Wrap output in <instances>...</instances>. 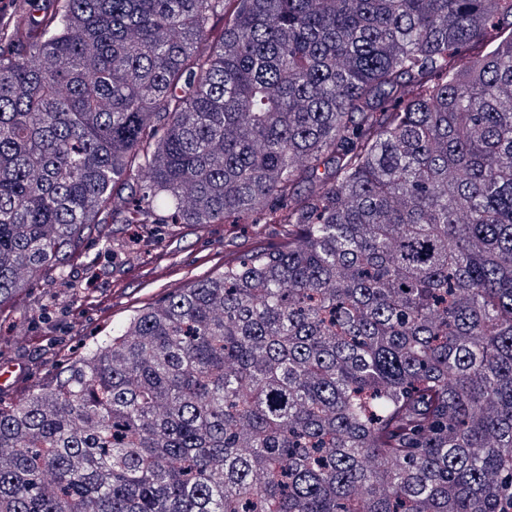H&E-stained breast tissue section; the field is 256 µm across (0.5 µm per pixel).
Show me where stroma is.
Listing matches in <instances>:
<instances>
[{"label": "stroma", "instance_id": "stroma-1", "mask_svg": "<svg viewBox=\"0 0 512 512\" xmlns=\"http://www.w3.org/2000/svg\"><path fill=\"white\" fill-rule=\"evenodd\" d=\"M285 234L281 224H116L118 249L109 262L100 258L103 241L90 237L66 274L94 290L99 307L85 308L47 276L0 306V363L13 369L0 401L17 402L33 386L51 383L82 347L111 335L135 307L215 275L258 240L275 243Z\"/></svg>", "mask_w": 512, "mask_h": 512}]
</instances>
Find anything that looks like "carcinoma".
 <instances>
[{
	"label": "carcinoma",
	"mask_w": 512,
	"mask_h": 512,
	"mask_svg": "<svg viewBox=\"0 0 512 512\" xmlns=\"http://www.w3.org/2000/svg\"><path fill=\"white\" fill-rule=\"evenodd\" d=\"M109 224L288 240L0 403V512H512V0H18L0 306Z\"/></svg>",
	"instance_id": "carcinoma-1"
}]
</instances>
